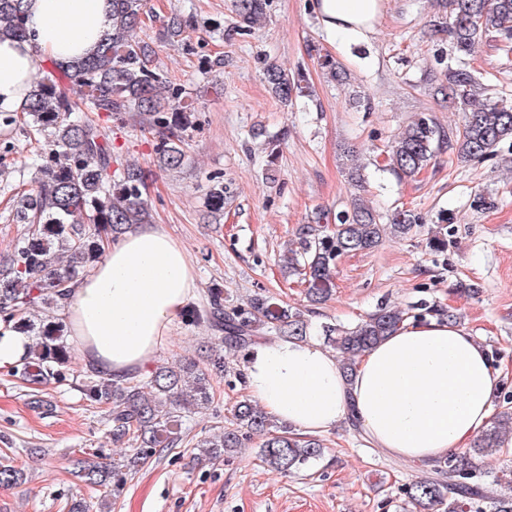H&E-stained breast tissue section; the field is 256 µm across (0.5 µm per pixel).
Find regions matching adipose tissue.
Listing matches in <instances>:
<instances>
[{
	"instance_id": "1",
	"label": "adipose tissue",
	"mask_w": 512,
	"mask_h": 512,
	"mask_svg": "<svg viewBox=\"0 0 512 512\" xmlns=\"http://www.w3.org/2000/svg\"><path fill=\"white\" fill-rule=\"evenodd\" d=\"M382 0H319L327 36L347 42L374 27ZM29 36L0 40V110L21 107L43 61L88 54L112 27L110 0H25ZM195 268L157 224H139L106 247L101 263L74 281L63 313L85 364L120 379L150 368L196 295ZM502 372L486 347L457 323L406 319L345 375L313 341L256 344L245 389L268 415L305 436L356 418L374 447L412 463L466 448L490 423Z\"/></svg>"
}]
</instances>
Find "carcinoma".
Wrapping results in <instances>:
<instances>
[{"label": "carcinoma", "instance_id": "1", "mask_svg": "<svg viewBox=\"0 0 512 512\" xmlns=\"http://www.w3.org/2000/svg\"><path fill=\"white\" fill-rule=\"evenodd\" d=\"M448 12V42L460 55L501 35L512 37V0H441ZM267 0H236L237 29L249 31L266 16ZM144 0H112V30L96 49L74 64L54 61L31 87L21 109L26 125L42 138L36 147V189L23 195L21 208L30 224L28 234L0 258V321L32 337L27 356L9 370L33 392L36 408L47 406L41 387L70 377L83 379V394L92 406L109 405L112 437L127 441L133 454L112 469H135L159 448L181 441V419L211 403L210 377L224 374V352L240 351L260 336L303 341L309 336L304 316L257 294L247 307L226 309L224 291L212 288L206 305L189 316L211 331L208 366L184 359L166 362L146 374L114 380L96 369L73 365L59 318L35 322V311L62 310L72 283L101 260L105 244L134 224H149L152 209L146 197L147 176L137 164L114 166L112 138L88 113L114 117L136 112L143 130L157 135L155 154L160 166L172 171L185 162L190 137L187 113L194 109L185 91L153 65L154 51L141 36ZM23 0H0V38L26 36ZM320 67L334 80L347 79L335 59L325 55ZM266 82L273 96L286 105L303 92L302 76L270 64ZM81 90L77 101L65 85ZM439 92L464 107L462 130L450 137L431 117L411 120L391 141L386 167L400 180L420 175L444 148L462 162L486 159L502 142L512 139V99L494 96L467 67L448 71ZM323 232L301 230L296 246L288 248V273L307 284V296L320 303L330 295L337 258L369 250L383 233L404 237L423 218L410 209L383 216L361 197L334 217ZM395 306H381L352 327L326 325L324 342L341 355L343 370L353 371L360 353L381 342L406 318ZM508 407L474 439L447 458L435 462L431 475L402 488L406 512H512V469L490 474L480 460L499 453L512 425V392L499 394ZM263 437L260 458L271 469L291 474L312 465L323 454L322 440L301 437L272 420L262 408L241 401L232 409L230 425L195 444L211 460L242 447L248 434ZM76 477L101 486L109 469L87 459L77 462Z\"/></svg>", "mask_w": 512, "mask_h": 512}]
</instances>
